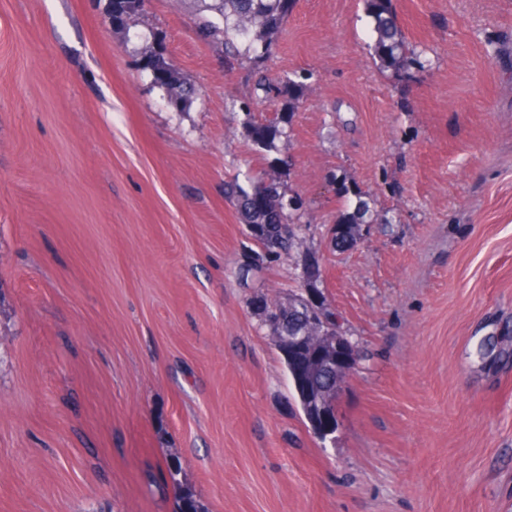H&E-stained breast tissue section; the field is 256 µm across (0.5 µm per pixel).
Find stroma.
<instances>
[{"label":"stroma","mask_w":512,"mask_h":512,"mask_svg":"<svg viewBox=\"0 0 512 512\" xmlns=\"http://www.w3.org/2000/svg\"><path fill=\"white\" fill-rule=\"evenodd\" d=\"M107 4L0 0V512H512V0H393L406 78L363 0H295L262 67L312 77L274 157L188 6L125 32ZM278 156L309 215L269 262L224 183ZM341 181L381 220L336 252ZM308 265L360 353L324 439L257 308ZM367 14L373 18V59L383 69L402 76L410 74L413 65L420 66L409 48L392 9V0H364ZM162 42L146 46L143 51L142 70L150 74L152 82L167 93L168 104L182 109L198 96L194 84L182 76L169 60Z\"/></svg>","instance_id":"1"}]
</instances>
